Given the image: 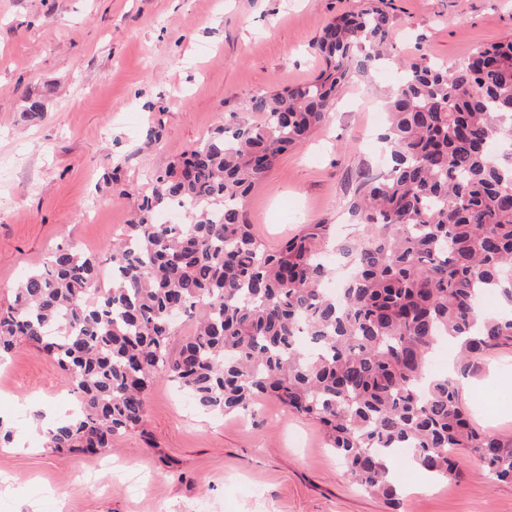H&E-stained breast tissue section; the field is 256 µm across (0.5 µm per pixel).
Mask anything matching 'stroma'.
<instances>
[{
  "label": "stroma",
  "instance_id": "obj_1",
  "mask_svg": "<svg viewBox=\"0 0 512 512\" xmlns=\"http://www.w3.org/2000/svg\"><path fill=\"white\" fill-rule=\"evenodd\" d=\"M364 0H0V309L48 253L72 244L109 263L149 185L245 99L312 81L314 44ZM393 52L454 64L512 37V0H391ZM384 73L356 76L326 124L282 154L244 211L277 248L305 224L352 233L347 202L386 173L377 137ZM46 113L19 117L21 96L45 88ZM45 94V93H44ZM158 130L160 141L147 133ZM463 398L480 430L512 435V349L491 353ZM52 359L23 345L0 367V512H512V485L475 456L434 482L405 459L389 510L355 484L319 423L275 399L214 414L159 374L144 433L116 435L106 455L44 445V428L76 411Z\"/></svg>",
  "mask_w": 512,
  "mask_h": 512
}]
</instances>
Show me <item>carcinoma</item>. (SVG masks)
Listing matches in <instances>:
<instances>
[{
  "instance_id": "obj_1",
  "label": "carcinoma",
  "mask_w": 512,
  "mask_h": 512,
  "mask_svg": "<svg viewBox=\"0 0 512 512\" xmlns=\"http://www.w3.org/2000/svg\"><path fill=\"white\" fill-rule=\"evenodd\" d=\"M393 41L381 0L327 23L318 77L253 93L243 110L260 123L219 125L152 175L112 245L109 279L95 254L66 245L18 282L0 310V353L44 351L79 396L46 447L106 452L114 435L142 426L144 395L165 370L212 413L272 396L316 420L351 475L388 504L401 448L433 480L457 476L465 450L512 484V437L471 424L461 384L492 351L512 348V40L450 68L423 55L397 63L380 137L390 170L348 201L359 235L338 246L354 266L339 294L325 289L330 225L305 224L270 250L244 221L278 155L304 144L339 89L375 71ZM44 109L25 94L20 118ZM182 205L189 222L156 220ZM487 294L499 301L493 315L481 309ZM179 314L194 332L174 349ZM443 338L455 377L429 373Z\"/></svg>"
}]
</instances>
